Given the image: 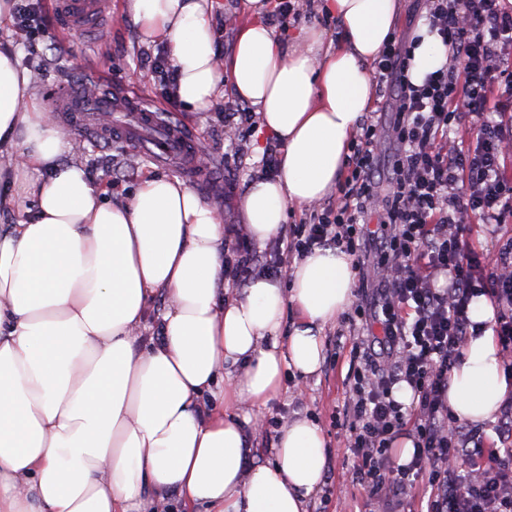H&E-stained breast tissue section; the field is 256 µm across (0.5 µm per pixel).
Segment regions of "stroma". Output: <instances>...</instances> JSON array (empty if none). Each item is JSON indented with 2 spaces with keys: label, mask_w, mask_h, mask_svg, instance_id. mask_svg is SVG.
Masks as SVG:
<instances>
[{
  "label": "stroma",
  "mask_w": 512,
  "mask_h": 512,
  "mask_svg": "<svg viewBox=\"0 0 512 512\" xmlns=\"http://www.w3.org/2000/svg\"><path fill=\"white\" fill-rule=\"evenodd\" d=\"M40 2L48 25L37 40V51H30L14 28L0 29V50L13 54L19 68L29 71L39 106L47 107L58 84L76 86L91 79L139 94L145 103L164 109L165 120L182 124L189 135L196 137L209 156L211 182L195 184V192L217 208L223 224H240L241 200L249 185L264 172L269 137L261 129L252 135L242 130L226 133L224 110L239 103L232 91H225L218 104L204 110L168 100L166 82L154 64L169 60V49L158 41L142 42L126 10V0H112L108 18L78 32L65 16L56 13L53 0ZM241 5L242 0H217L211 22L213 28L224 31L223 39L215 44L220 57H229L233 51L242 22ZM64 131L78 146L76 161L84 166L106 201H130L141 181L149 176L185 177L172 158H155L128 142L102 139L92 126L68 125ZM359 326V320L343 319L328 325L323 332L324 359L317 375L304 378L285 370L279 394L267 405L244 403L233 410L256 450L252 460L257 464L273 462L270 449L278 437L277 426L264 432L257 430L258 420L275 417L285 423L303 417L322 429L328 445L325 483L309 499L307 512H372L374 508L352 481L347 432L336 423L353 383L357 362L351 348Z\"/></svg>",
  "instance_id": "1"
}]
</instances>
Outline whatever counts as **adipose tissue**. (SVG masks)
<instances>
[{
    "label": "adipose tissue",
    "mask_w": 512,
    "mask_h": 512,
    "mask_svg": "<svg viewBox=\"0 0 512 512\" xmlns=\"http://www.w3.org/2000/svg\"><path fill=\"white\" fill-rule=\"evenodd\" d=\"M344 32L335 49L308 28L297 49L277 43L267 0H244L234 50L215 49L208 0H128L142 41L166 42L176 95L208 108L232 87L282 146L280 173L241 202L250 236H276L291 206L321 200L340 176L357 122L372 104L370 63L391 39L400 0H325ZM448 51L421 32L413 83ZM0 151L5 200L27 219L0 225V512H153L176 494L186 512H305L323 484L327 441L318 425L285 424L273 464H253L229 407L263 406L283 369L312 376L323 331L353 298L350 258L319 249L295 261L290 288L259 279L224 298V226L215 206L178 180L145 178L133 200H102L77 146L40 111L31 76L0 52ZM46 171L44 182L30 172ZM165 294L162 336L140 343L141 317ZM297 314L287 337V309ZM470 337L448 406L483 422L512 396L486 296L469 306ZM244 363L211 411L201 398L225 365Z\"/></svg>",
    "instance_id": "1"
}]
</instances>
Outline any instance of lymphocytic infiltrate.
Here are the masks:
<instances>
[{
  "label": "lymphocytic infiltrate",
  "instance_id": "f902f5d3",
  "mask_svg": "<svg viewBox=\"0 0 512 512\" xmlns=\"http://www.w3.org/2000/svg\"><path fill=\"white\" fill-rule=\"evenodd\" d=\"M425 22L448 48V62L410 80L415 42H389L372 69L379 96L392 102L398 150L388 191L377 190V122L353 137L336 203L278 240L280 252L333 247L359 278L374 275L362 366L343 415L353 479L376 502L416 495L418 512H512V448L488 446L448 407V381L469 336L479 335L468 306L487 295L504 371L512 378V241L490 277L476 274L467 240L472 220L512 223V0H426ZM243 231L224 240V277L240 283L260 269ZM406 383L411 404L393 397ZM415 451L405 464L390 452L400 437Z\"/></svg>",
  "mask_w": 512,
  "mask_h": 512
}]
</instances>
